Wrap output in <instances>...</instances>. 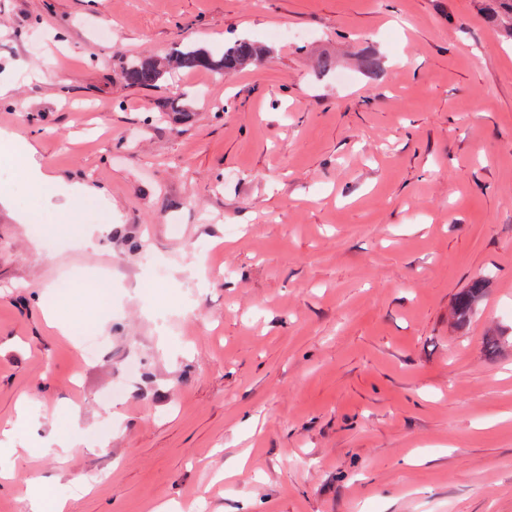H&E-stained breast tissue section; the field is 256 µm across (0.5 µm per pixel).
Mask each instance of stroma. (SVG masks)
I'll list each match as a JSON object with an SVG mask.
<instances>
[{
	"label": "stroma",
	"instance_id": "obj_1",
	"mask_svg": "<svg viewBox=\"0 0 512 512\" xmlns=\"http://www.w3.org/2000/svg\"><path fill=\"white\" fill-rule=\"evenodd\" d=\"M231 32L271 56L122 78ZM0 79V130L111 216L0 177L40 223L0 207V512H512V349L483 353L512 326V44L480 0H0ZM94 192L95 190L92 187L85 184L62 185L58 193L59 196L65 199L64 203L60 205L61 210L69 215L77 201L86 196L93 195ZM486 280L478 278L472 282L470 288H466L458 297L452 317L456 324H466L473 311L485 300L486 298Z\"/></svg>",
	"mask_w": 512,
	"mask_h": 512
}]
</instances>
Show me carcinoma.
<instances>
[{
	"mask_svg": "<svg viewBox=\"0 0 512 512\" xmlns=\"http://www.w3.org/2000/svg\"><path fill=\"white\" fill-rule=\"evenodd\" d=\"M498 24L512 38V0H496ZM269 54V47L261 41L248 36H240L224 45L220 54L213 53L201 45H185L174 49L161 59L135 58L124 67V80L131 87L149 88L155 86L172 69H208L220 74L235 73L251 65L262 62ZM486 298V280L478 278L471 287L465 289L458 297L452 317L456 324H466L473 311ZM509 337L501 332L486 336L485 351L495 356L502 350Z\"/></svg>",
	"mask_w": 512,
	"mask_h": 512,
	"instance_id": "1",
	"label": "carcinoma"
}]
</instances>
